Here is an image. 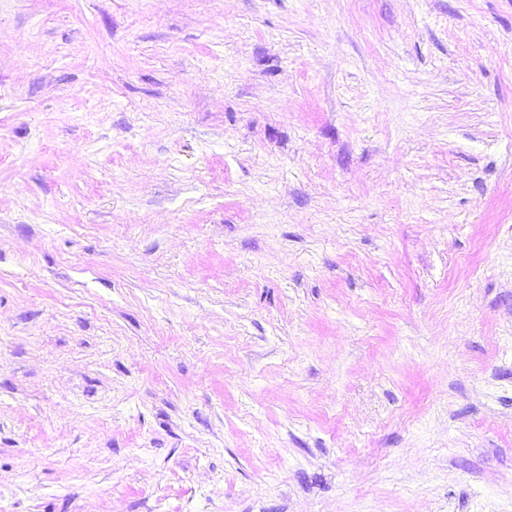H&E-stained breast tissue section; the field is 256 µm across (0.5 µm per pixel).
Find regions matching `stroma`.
<instances>
[{"instance_id": "stroma-1", "label": "stroma", "mask_w": 512, "mask_h": 512, "mask_svg": "<svg viewBox=\"0 0 512 512\" xmlns=\"http://www.w3.org/2000/svg\"><path fill=\"white\" fill-rule=\"evenodd\" d=\"M0 512H512V0H0Z\"/></svg>"}]
</instances>
